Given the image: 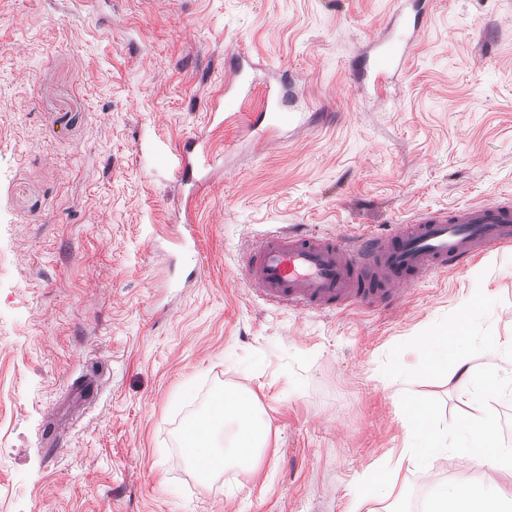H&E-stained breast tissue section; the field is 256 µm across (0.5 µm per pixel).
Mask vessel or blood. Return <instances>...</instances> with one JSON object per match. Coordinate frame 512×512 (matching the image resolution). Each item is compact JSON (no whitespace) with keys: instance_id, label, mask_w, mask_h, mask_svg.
<instances>
[{"instance_id":"b4317fda","label":"vessel or blood","mask_w":512,"mask_h":512,"mask_svg":"<svg viewBox=\"0 0 512 512\" xmlns=\"http://www.w3.org/2000/svg\"><path fill=\"white\" fill-rule=\"evenodd\" d=\"M407 47L383 52L376 81L403 64ZM512 245V204L491 201L452 211L424 212L388 233L354 239L277 231L252 244L246 275L267 304L298 312H323L399 296L423 277L447 271L492 247Z\"/></svg>"}]
</instances>
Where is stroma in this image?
Returning a JSON list of instances; mask_svg holds the SVG:
<instances>
[{
  "label": "stroma",
  "mask_w": 512,
  "mask_h": 512,
  "mask_svg": "<svg viewBox=\"0 0 512 512\" xmlns=\"http://www.w3.org/2000/svg\"><path fill=\"white\" fill-rule=\"evenodd\" d=\"M270 93L306 123L257 134ZM195 137L216 163L185 184L158 152ZM498 198L512 0H0V512H408L478 479L451 452L400 463L402 412L452 429L488 408L512 448V366L468 397L416 349L444 333L489 362L512 336V245L306 313L258 299L242 249ZM226 387L255 397L268 445L204 481L182 433ZM408 44H402V38L397 44H393L388 50L383 52L375 67V80L382 82L388 71L394 65H402L407 57Z\"/></svg>",
  "instance_id": "obj_1"
}]
</instances>
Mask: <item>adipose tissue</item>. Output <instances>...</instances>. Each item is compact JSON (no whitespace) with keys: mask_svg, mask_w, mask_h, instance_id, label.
<instances>
[{"mask_svg":"<svg viewBox=\"0 0 512 512\" xmlns=\"http://www.w3.org/2000/svg\"><path fill=\"white\" fill-rule=\"evenodd\" d=\"M419 349L425 358L424 369L429 372L451 370L457 375L463 393H470L477 383L490 390L498 387L494 376L479 375L469 357L449 354L447 337H426ZM210 413V418L190 423L183 432L184 454L188 461L197 468L209 464L214 473L231 465H251L268 442V431L256 415L252 397L219 391L213 397ZM228 418L235 419L237 428L225 447H214L210 435L216 422ZM403 422L410 443L403 449L402 459L414 463L422 457L429 461L452 447L460 459L482 472V481L457 484L451 494L436 497L434 512H496L493 484L498 473L512 469V449L501 448L498 444L492 413L463 421L460 436L453 444L448 441L447 431L440 428L423 407L407 404Z\"/></svg>","mask_w":512,"mask_h":512,"instance_id":"obj_1","label":"adipose tissue"}]
</instances>
